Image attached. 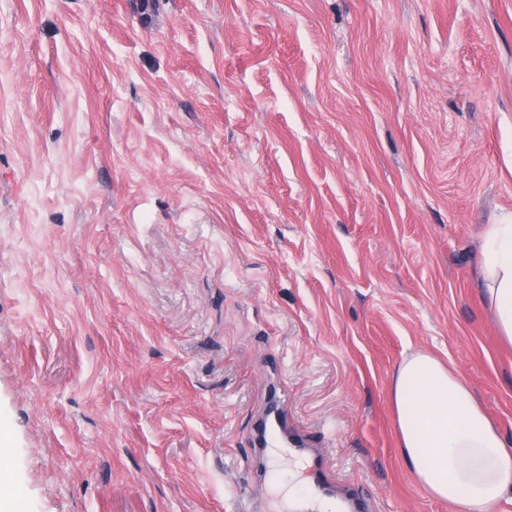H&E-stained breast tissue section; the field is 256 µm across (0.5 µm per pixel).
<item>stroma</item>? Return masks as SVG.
I'll use <instances>...</instances> for the list:
<instances>
[{
    "instance_id": "stroma-1",
    "label": "stroma",
    "mask_w": 512,
    "mask_h": 512,
    "mask_svg": "<svg viewBox=\"0 0 512 512\" xmlns=\"http://www.w3.org/2000/svg\"><path fill=\"white\" fill-rule=\"evenodd\" d=\"M512 0H0V426L19 512H273L257 429L366 512L403 356L512 445L480 300Z\"/></svg>"
}]
</instances>
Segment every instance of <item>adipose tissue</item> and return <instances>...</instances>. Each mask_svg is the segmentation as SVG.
I'll return each instance as SVG.
<instances>
[{
  "instance_id": "ef3b65f1",
  "label": "adipose tissue",
  "mask_w": 512,
  "mask_h": 512,
  "mask_svg": "<svg viewBox=\"0 0 512 512\" xmlns=\"http://www.w3.org/2000/svg\"><path fill=\"white\" fill-rule=\"evenodd\" d=\"M482 298L512 345V214L491 225L479 250ZM401 457L421 488L455 512H498L512 497V448L471 387L426 352L405 356L391 382Z\"/></svg>"
}]
</instances>
